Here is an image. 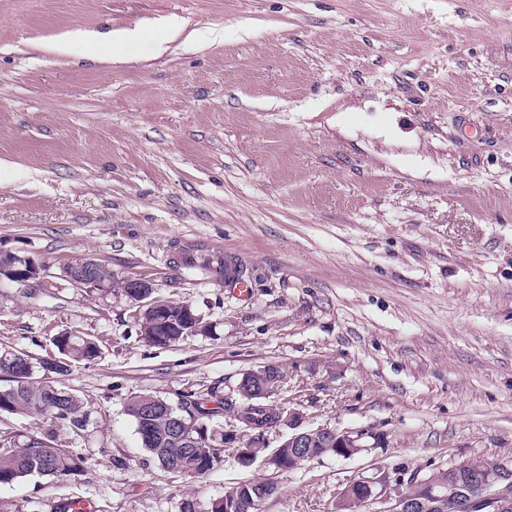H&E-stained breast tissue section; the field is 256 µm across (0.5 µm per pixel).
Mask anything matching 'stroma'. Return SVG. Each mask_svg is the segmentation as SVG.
<instances>
[{
  "instance_id": "1",
  "label": "stroma",
  "mask_w": 512,
  "mask_h": 512,
  "mask_svg": "<svg viewBox=\"0 0 512 512\" xmlns=\"http://www.w3.org/2000/svg\"><path fill=\"white\" fill-rule=\"evenodd\" d=\"M137 29L89 59L86 34ZM0 250L95 258L190 304L205 335L144 343L113 289L0 285V348L99 341L60 384L92 412L0 512H180L239 482L262 512H335L350 481L512 459V0H0ZM232 258L248 298L183 266ZM283 372L272 401L380 447L291 472L235 449L160 470L125 410Z\"/></svg>"
}]
</instances>
